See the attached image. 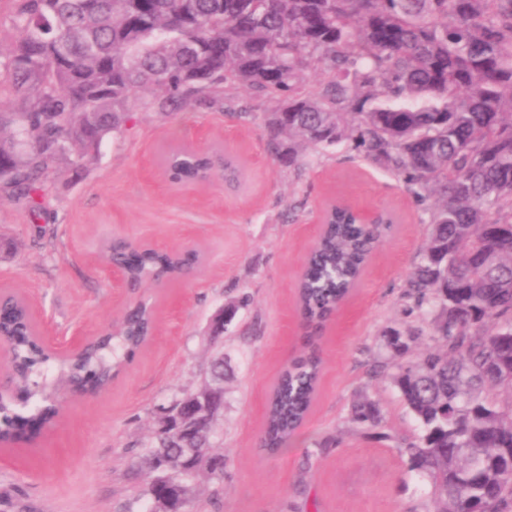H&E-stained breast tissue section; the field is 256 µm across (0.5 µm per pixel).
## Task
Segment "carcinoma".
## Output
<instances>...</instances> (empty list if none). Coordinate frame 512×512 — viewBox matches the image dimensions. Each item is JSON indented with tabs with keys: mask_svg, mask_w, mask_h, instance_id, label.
Wrapping results in <instances>:
<instances>
[{
	"mask_svg": "<svg viewBox=\"0 0 512 512\" xmlns=\"http://www.w3.org/2000/svg\"><path fill=\"white\" fill-rule=\"evenodd\" d=\"M8 44H0V194L33 216L46 208L61 164L79 176L102 141L131 120L141 94L154 112L189 110L244 89L265 105L269 145L283 167L302 166L299 147L356 142L364 158L404 180L429 203L430 230L407 284L410 307L431 317L433 345L404 361L420 330H392L391 371L420 434L399 454L431 485L426 512H512V0H14ZM321 79L310 88L308 75ZM173 179L222 174L238 186L233 156L224 167L186 147L163 155ZM337 207L308 256L298 286L306 350L278 377L262 448L275 453L303 424L320 373L318 333L360 280L390 229ZM135 285L177 277L185 259L148 249L107 250ZM0 325L25 371L0 395V438L37 431L54 417L57 378L106 389L146 343V305L84 352L50 362L20 311ZM210 387L171 405L180 419L148 449L151 469L193 466L183 449L215 453L212 428L184 442L191 404ZM350 420L375 427L378 405L363 397Z\"/></svg>",
	"mask_w": 512,
	"mask_h": 512,
	"instance_id": "obj_1",
	"label": "carcinoma"
}]
</instances>
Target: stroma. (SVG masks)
Returning a JSON list of instances; mask_svg holds the SVG:
<instances>
[{
  "instance_id": "1",
  "label": "stroma",
  "mask_w": 512,
  "mask_h": 512,
  "mask_svg": "<svg viewBox=\"0 0 512 512\" xmlns=\"http://www.w3.org/2000/svg\"><path fill=\"white\" fill-rule=\"evenodd\" d=\"M236 104L251 109L248 120L216 108H136L81 179L58 170L41 216L0 196V290L26 299L52 347L111 328L137 297L156 317L153 338L106 391L67 395L52 424L0 450V512H147L148 499L134 497L147 481L142 451L165 408L209 381L217 354L224 414L213 437L224 468L195 478L201 512H426L430 487L397 451L418 424L374 367L389 356L387 331L421 322L401 296L426 245L429 212L349 140L324 153L302 148L300 172L282 167L267 146L262 106L244 91ZM173 144L236 153L242 187L168 184L161 155ZM331 202L390 211L396 224L319 338L322 372L304 424L271 454L260 446L266 403L303 351L296 288ZM116 238L193 248L201 263L131 294L100 259ZM243 295L248 305L212 342V317ZM363 395L379 404L377 427L349 420Z\"/></svg>"
}]
</instances>
